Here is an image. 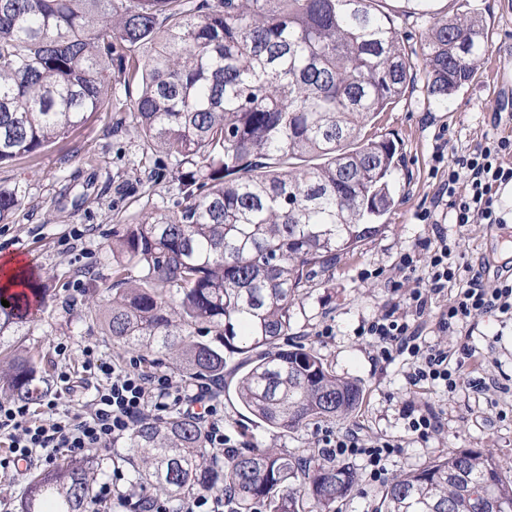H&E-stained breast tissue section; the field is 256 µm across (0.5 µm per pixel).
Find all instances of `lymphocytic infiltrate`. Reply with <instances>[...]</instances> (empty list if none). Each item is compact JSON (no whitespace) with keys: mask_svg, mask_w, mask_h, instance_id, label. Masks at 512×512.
Wrapping results in <instances>:
<instances>
[{"mask_svg":"<svg viewBox=\"0 0 512 512\" xmlns=\"http://www.w3.org/2000/svg\"><path fill=\"white\" fill-rule=\"evenodd\" d=\"M511 185L512 135L496 133L451 158L439 194L447 199L451 223L462 227L501 224L505 218L500 191ZM398 269L409 284L404 298L388 302L380 314L362 321L357 328L358 335L371 337L377 361L408 365L406 379L413 387L426 384L446 394L463 385L481 395L506 392L507 384L499 379L474 378L479 358L472 347L464 345L451 351L426 341L423 332L431 317L440 333L458 331L487 314L512 317V274L488 281L483 264L459 261L447 236L440 232L403 252ZM443 295L447 303L433 310L434 298ZM81 368V377L63 371L58 380L69 390L80 379L94 383L93 409L86 416L58 412L52 400L38 413L26 403L0 402V436L5 438L13 462L36 459L50 463L62 448L73 455L92 448L111 450L146 412L161 417L189 403L203 406L196 418L204 428L208 446L228 454L234 451L212 387L201 386L189 394L166 373L120 367L90 348L83 352ZM321 446L331 459H362L364 480L370 485L387 482V464L402 450L398 440L379 437L369 441L352 429L325 434Z\"/></svg>","mask_w":512,"mask_h":512,"instance_id":"1","label":"lymphocytic infiltrate"}]
</instances>
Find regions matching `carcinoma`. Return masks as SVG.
I'll list each match as a JSON object with an SVG mask.
<instances>
[{"instance_id":"obj_1","label":"carcinoma","mask_w":512,"mask_h":512,"mask_svg":"<svg viewBox=\"0 0 512 512\" xmlns=\"http://www.w3.org/2000/svg\"><path fill=\"white\" fill-rule=\"evenodd\" d=\"M383 0H0V164L30 156L82 125L114 95L111 70L138 85L124 103L134 133L174 158L182 201L113 235L118 288L99 312L106 335L173 357L188 381L224 378V352H256L236 382L240 404L281 434L344 418L362 401L355 379L303 344L285 349L305 286L381 231L402 154L362 128L417 77ZM422 57L427 94L448 100L488 48L479 15L436 16ZM317 158L299 168L291 161ZM0 189V223L19 208ZM0 338L26 336L29 296L2 294ZM212 333L219 349L195 337ZM26 401L52 391L33 357L0 371ZM131 482L174 501L211 482L235 512H336L358 483L348 464L305 468L273 449L224 459L200 425L172 411L126 439ZM93 467L33 475L21 512H86ZM377 512H512V471L489 450L450 451L395 478Z\"/></svg>"}]
</instances>
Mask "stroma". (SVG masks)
<instances>
[{"label": "stroma", "mask_w": 512, "mask_h": 512, "mask_svg": "<svg viewBox=\"0 0 512 512\" xmlns=\"http://www.w3.org/2000/svg\"><path fill=\"white\" fill-rule=\"evenodd\" d=\"M466 1L487 22L489 52L512 49V11L502 0ZM486 65V59L478 60L473 79L444 109L430 103L426 80L417 77L367 127V137L394 140L404 156L392 182L394 203L381 218L382 230L341 253L332 271L316 276L292 309L290 337L314 350L336 376L360 380V407L346 418L282 435L255 422L233 391L217 390L224 432L238 447L274 448L314 466L324 461L317 442L325 432L353 429L367 439L401 440V452L388 463L394 477L421 469L451 449H487L512 466V421L492 418L486 399L468 387L447 396L409 386L406 365L376 363L367 338L356 333L362 320L379 314L391 299L386 283L399 280L401 253L433 235L418 215L447 177L437 151L449 156L474 148L492 133L495 113L512 102V80L488 78ZM132 126L128 110L110 107L40 152L0 164V189L17 190L21 198L12 218L0 223V256L21 255L48 289L45 306L28 315L30 335L8 336L4 342L43 357L54 376L78 368L87 348L118 364L142 358L104 336L91 316L111 294L114 232L143 213L171 210L179 197L170 159L149 149ZM440 227L463 260L489 261V280L512 262V218L466 227L444 220ZM426 338L452 351L465 344L475 348L484 359L480 376L512 377V319L487 314L461 331H431ZM60 343L67 346L61 357L53 351ZM411 402L442 413L443 430L427 442L414 441L406 431Z\"/></svg>", "instance_id": "obj_1"}]
</instances>
